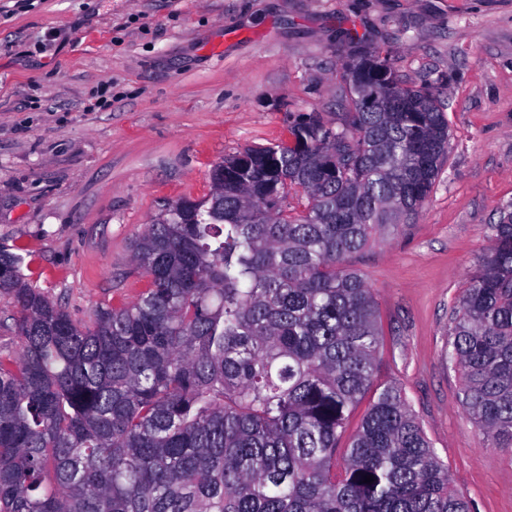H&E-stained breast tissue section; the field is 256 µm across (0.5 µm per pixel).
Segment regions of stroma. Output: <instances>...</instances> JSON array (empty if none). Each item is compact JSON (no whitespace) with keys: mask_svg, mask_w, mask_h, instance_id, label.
Masks as SVG:
<instances>
[{"mask_svg":"<svg viewBox=\"0 0 512 512\" xmlns=\"http://www.w3.org/2000/svg\"><path fill=\"white\" fill-rule=\"evenodd\" d=\"M429 85L448 161L413 223L346 264L373 288L380 384L402 387L471 512H512V450L483 443L445 352L457 298L512 201V0H0V244L90 325L147 287L132 248L209 171L337 121L352 40Z\"/></svg>","mask_w":512,"mask_h":512,"instance_id":"stroma-1","label":"stroma"}]
</instances>
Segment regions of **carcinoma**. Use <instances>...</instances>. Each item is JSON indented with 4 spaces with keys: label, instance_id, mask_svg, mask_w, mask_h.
I'll use <instances>...</instances> for the list:
<instances>
[{
    "label": "carcinoma",
    "instance_id": "obj_1",
    "mask_svg": "<svg viewBox=\"0 0 512 512\" xmlns=\"http://www.w3.org/2000/svg\"><path fill=\"white\" fill-rule=\"evenodd\" d=\"M341 78L339 125L289 115L288 141L224 158L207 197L167 204L133 250L148 288L88 328L0 245L21 311L19 351L0 354V512H470L402 388L374 386L378 303L344 266L415 217L448 122L379 48L352 51ZM490 240L448 364L478 433L512 448V202Z\"/></svg>",
    "mask_w": 512,
    "mask_h": 512
}]
</instances>
